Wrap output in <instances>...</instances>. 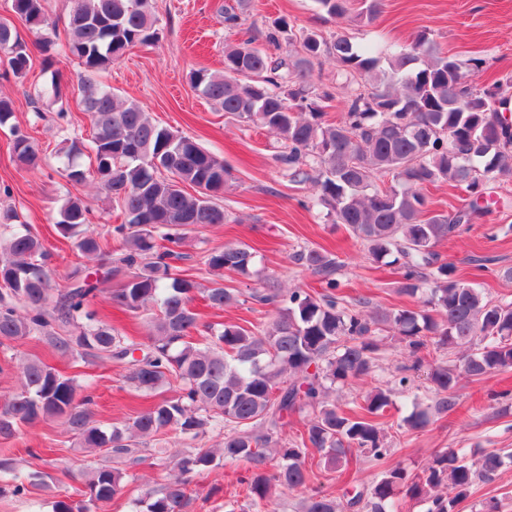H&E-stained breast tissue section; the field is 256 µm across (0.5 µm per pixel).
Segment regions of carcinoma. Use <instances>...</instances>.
Here are the masks:
<instances>
[{"instance_id": "carcinoma-1", "label": "carcinoma", "mask_w": 512, "mask_h": 512, "mask_svg": "<svg viewBox=\"0 0 512 512\" xmlns=\"http://www.w3.org/2000/svg\"><path fill=\"white\" fill-rule=\"evenodd\" d=\"M72 3L67 41L60 46L57 22L45 12L43 0H12V11L35 41L28 43L13 23L0 18V53L18 78L30 66L32 46L50 65L60 52L79 61L82 102L94 131L88 143L66 147L64 175L73 184L95 181L127 220L102 237L89 228L83 202L66 200L59 233L71 240L77 260H95L98 267L91 277L76 265L69 275L72 284L62 289L42 241L27 226L17 228L15 209L0 208L5 231L0 234V341L47 342L85 364L122 361L129 386L159 399L132 423L104 429L94 419L91 385L35 356L25 359L19 390L0 405V439L17 436L24 426L61 419L79 448L91 455L105 450L102 463L80 474L81 499L60 496L53 512H105L125 480L134 477L130 469L144 460L143 445L167 431L195 441L215 430L224 433L217 446L177 448L166 456L175 475L146 490L140 512H185L190 477L224 461L248 464L247 488L257 512L271 504L276 487L301 494L300 512H395L401 494L427 502V512H456L474 485L493 480L512 453L444 448L420 471L385 468L341 500L311 487L306 461L317 453L341 474L354 451L381 464L390 455L387 411L396 395L406 392L409 376L393 386L373 387L357 411L330 399L373 373L384 333L405 344L414 370L427 353L465 348L453 364L430 365V402H414L404 419L409 431L426 428L434 412L454 410L461 379L512 367V302L493 301L460 281L455 266L437 251L483 214L489 181L512 178V128L498 116V109L512 102V76L489 87L472 85L485 59L450 57L425 31L407 46L368 47L347 34L328 38L285 18L266 30L262 44L249 36L224 48L223 72H193L194 90L233 120L278 135L284 150L275 161L291 181L311 184L316 196L309 204L326 209L375 260L393 257L400 270L399 293L420 299L417 310L367 314L369 298L347 299L339 292L337 258L304 248L293 259L318 278L323 292L256 288L249 298L275 309L271 321L212 327L211 340L200 342L192 336L197 284L181 274L182 231L224 223L216 200L230 171L192 137L158 126L140 103L120 99L99 81L127 50L156 42L150 0ZM315 3L330 17L352 16L361 27L374 24L384 7V0ZM248 7L249 0L224 6V26H240ZM285 36L297 44L291 59L268 52ZM324 57L336 61L349 88L334 122L325 120L333 97L317 93L313 84L314 65ZM10 131L17 161L39 169L42 158L27 133L16 125ZM85 154L93 159L90 168L80 162ZM443 183L465 191L469 202L448 213L430 211L423 190ZM186 184L196 193L187 192ZM254 262L255 253L242 243L205 255L209 269L240 276H250ZM115 279L113 307L152 315L144 341L123 335L88 310L101 283ZM204 293L217 310L239 301L217 281ZM174 382L177 395L161 396L160 389ZM303 413L307 420L299 439L282 438L288 418ZM38 481L36 472L16 474L11 492L20 495Z\"/></svg>"}]
</instances>
